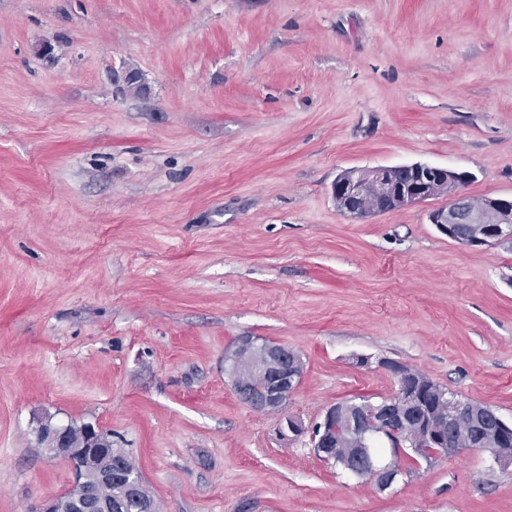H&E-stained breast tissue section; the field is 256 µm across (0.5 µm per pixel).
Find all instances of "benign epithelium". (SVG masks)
<instances>
[{"label": "benign epithelium", "instance_id": "obj_1", "mask_svg": "<svg viewBox=\"0 0 512 512\" xmlns=\"http://www.w3.org/2000/svg\"><path fill=\"white\" fill-rule=\"evenodd\" d=\"M467 175L426 163L381 167L367 176L346 171L336 178L332 195L344 214L364 219L387 211L412 206L437 195L448 196V205L430 213V222L449 239L469 248L499 244L512 247V199L488 197L479 205L460 191ZM398 390L380 401L336 402L326 408L322 421L312 432V448L324 460L336 459V430L346 424L351 435L341 454L343 471L355 478L371 480L379 491L390 489L402 475L392 461L377 458L372 439L386 440L391 456L413 448L430 458L449 457L464 450L488 454L498 467L512 466V425L497 413L483 415L486 436L476 439L470 428L477 412L468 401L447 396L422 372L393 361L380 362ZM248 371L265 379L266 390L258 397L239 380ZM224 372L246 405L259 412L283 414L288 397L304 375L301 355L280 344L256 336H241L224 354ZM98 431L85 429L82 443L73 441L67 425L45 424L38 438L55 457L73 468L74 481L61 495L46 500L37 512H118L112 500L92 497L93 482L121 481L131 496L140 498L143 484L135 473L124 469L122 457L96 444Z\"/></svg>", "mask_w": 512, "mask_h": 512}]
</instances>
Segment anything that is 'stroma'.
<instances>
[{
	"label": "stroma",
	"mask_w": 512,
	"mask_h": 512,
	"mask_svg": "<svg viewBox=\"0 0 512 512\" xmlns=\"http://www.w3.org/2000/svg\"><path fill=\"white\" fill-rule=\"evenodd\" d=\"M413 163L512 198V0H0V512L70 486L47 422L111 433L160 512H512L472 451L348 477L224 373L259 336L306 428L392 395L384 360L512 424V248L442 234L444 195L332 196ZM242 371L265 379L266 390L262 396L254 395L250 386L239 380ZM224 372L246 405L259 412L282 415L288 397L301 383L304 362L298 352L286 346L256 336H241L234 348L224 354Z\"/></svg>",
	"instance_id": "1"
}]
</instances>
